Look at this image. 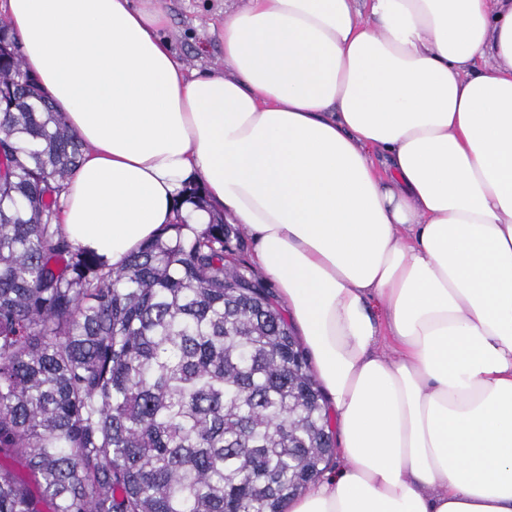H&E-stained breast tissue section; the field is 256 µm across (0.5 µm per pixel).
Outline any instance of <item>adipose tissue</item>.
Wrapping results in <instances>:
<instances>
[{"label": "adipose tissue", "instance_id": "obj_1", "mask_svg": "<svg viewBox=\"0 0 512 512\" xmlns=\"http://www.w3.org/2000/svg\"><path fill=\"white\" fill-rule=\"evenodd\" d=\"M4 8L85 145L75 245L257 236L345 460L288 512H512V0H244L220 74L153 0Z\"/></svg>", "mask_w": 512, "mask_h": 512}]
</instances>
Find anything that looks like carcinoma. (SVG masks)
Listing matches in <instances>:
<instances>
[{
	"label": "carcinoma",
	"instance_id": "carcinoma-1",
	"mask_svg": "<svg viewBox=\"0 0 512 512\" xmlns=\"http://www.w3.org/2000/svg\"><path fill=\"white\" fill-rule=\"evenodd\" d=\"M83 150L0 20V512H284L334 452L305 346L222 217L74 246Z\"/></svg>",
	"mask_w": 512,
	"mask_h": 512
}]
</instances>
